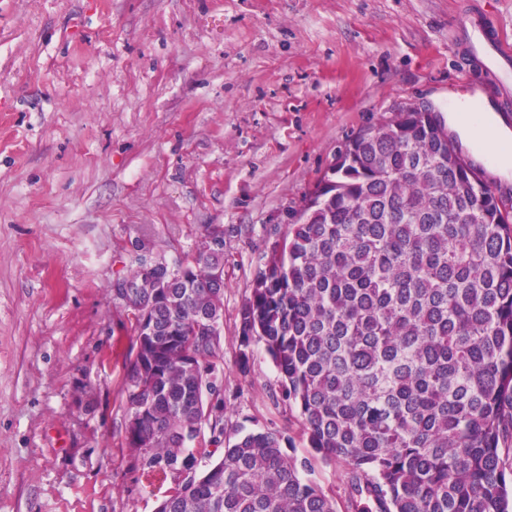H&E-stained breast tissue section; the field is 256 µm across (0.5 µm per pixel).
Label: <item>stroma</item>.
<instances>
[{"label":"stroma","instance_id":"1","mask_svg":"<svg viewBox=\"0 0 512 512\" xmlns=\"http://www.w3.org/2000/svg\"><path fill=\"white\" fill-rule=\"evenodd\" d=\"M512 0H0V512H155L122 448L135 257L224 227V386L243 431L277 370L237 360V313L273 229L347 138L393 109L475 96L512 127V67L466 18ZM471 47L474 54L483 56L482 63L487 70L499 68L502 65L510 66L512 62V40L501 30H496L489 35L481 27L471 41Z\"/></svg>","mask_w":512,"mask_h":512}]
</instances>
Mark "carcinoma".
<instances>
[{
	"label": "carcinoma",
	"mask_w": 512,
	"mask_h": 512,
	"mask_svg": "<svg viewBox=\"0 0 512 512\" xmlns=\"http://www.w3.org/2000/svg\"><path fill=\"white\" fill-rule=\"evenodd\" d=\"M338 156L238 310L237 369L263 345L307 454L273 421L244 433L227 415L224 288L206 279L224 225L155 261L187 276L152 333L130 325L123 445L171 482L156 512H339L311 478L336 461L346 512H512V213L428 113L396 112ZM145 267L127 283L148 296Z\"/></svg>",
	"instance_id": "1"
}]
</instances>
